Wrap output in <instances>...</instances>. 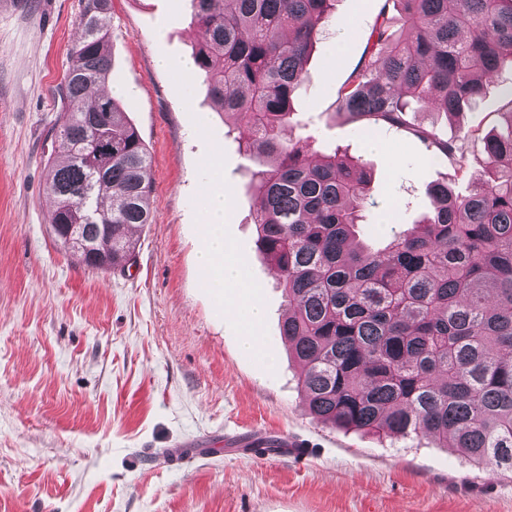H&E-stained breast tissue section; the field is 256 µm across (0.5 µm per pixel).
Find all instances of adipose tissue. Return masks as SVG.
I'll return each mask as SVG.
<instances>
[{"label":"adipose tissue","instance_id":"obj_1","mask_svg":"<svg viewBox=\"0 0 512 512\" xmlns=\"http://www.w3.org/2000/svg\"><path fill=\"white\" fill-rule=\"evenodd\" d=\"M206 209L208 244L197 256L198 265L208 273L203 285L219 296L223 295L228 288L242 289L240 306L245 314V325L249 328L254 327L261 320L262 307L255 292L249 290L240 266L227 258L229 246L224 239V194L220 192L210 194Z\"/></svg>","mask_w":512,"mask_h":512}]
</instances>
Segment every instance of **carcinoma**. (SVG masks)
<instances>
[{"label": "carcinoma", "mask_w": 512, "mask_h": 512, "mask_svg": "<svg viewBox=\"0 0 512 512\" xmlns=\"http://www.w3.org/2000/svg\"><path fill=\"white\" fill-rule=\"evenodd\" d=\"M189 2L203 35L197 74L265 165L252 172L258 249L288 297L281 336L303 365L309 413L344 430L426 433L481 472L512 473V93L500 134L470 128L446 141L409 118L412 101L454 114L483 95L512 61V0H399L405 36L383 20L367 63L338 90L336 107L359 134L409 130L456 179L469 175L474 149L486 158L469 193L436 181L425 219L373 251L352 246L371 183L365 165L336 152L312 161L309 145L279 136L334 0ZM110 9L111 0H82L59 89L64 161L47 192L51 223L112 225L100 245L116 267L135 250L132 229L149 223L150 156L119 102L91 93L112 74Z\"/></svg>", "instance_id": "1"}]
</instances>
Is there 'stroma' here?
<instances>
[{"label":"stroma","instance_id":"1","mask_svg":"<svg viewBox=\"0 0 512 512\" xmlns=\"http://www.w3.org/2000/svg\"><path fill=\"white\" fill-rule=\"evenodd\" d=\"M382 0H335L283 139L312 159L339 151L373 181L356 233L384 247L432 208L444 159L413 134L371 138L336 110L368 60ZM81 0H0V512H512V476L471 467L421 435L394 440L318 422L301 367L280 335V277L257 249L253 154L202 79L162 69L201 35L187 0H112L108 42L116 99L151 155L150 221L123 266L87 267L55 242L46 192ZM340 44V57L331 47ZM512 98L502 66L463 113H415L451 139L499 130ZM223 191L229 257L255 285L261 348H241L239 291L215 298L197 255L205 202ZM278 435L302 455L258 459L244 441Z\"/></svg>","mask_w":512,"mask_h":512}]
</instances>
